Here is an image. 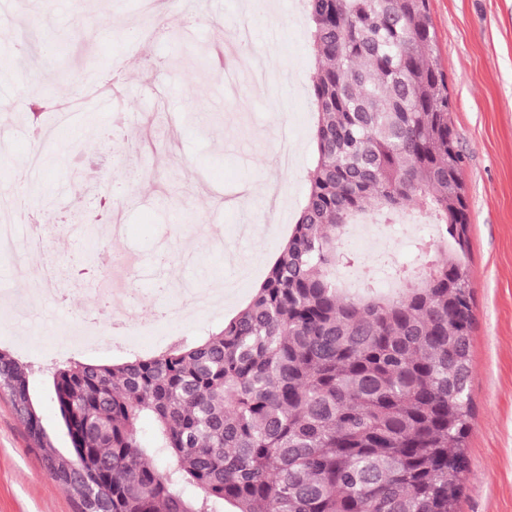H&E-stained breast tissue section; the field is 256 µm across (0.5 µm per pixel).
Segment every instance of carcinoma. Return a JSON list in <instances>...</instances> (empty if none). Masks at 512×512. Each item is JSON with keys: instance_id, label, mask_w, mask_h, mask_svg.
Instances as JSON below:
<instances>
[{"instance_id": "carcinoma-1", "label": "carcinoma", "mask_w": 512, "mask_h": 512, "mask_svg": "<svg viewBox=\"0 0 512 512\" xmlns=\"http://www.w3.org/2000/svg\"><path fill=\"white\" fill-rule=\"evenodd\" d=\"M315 159L291 232L249 301L200 342L52 364L72 448L34 407L31 365L0 352V393L81 512H457L473 290L462 156L428 0H304ZM411 204L425 267L347 292L342 230ZM151 431H142L144 421Z\"/></svg>"}]
</instances>
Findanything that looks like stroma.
<instances>
[{"instance_id": "stroma-1", "label": "stroma", "mask_w": 512, "mask_h": 512, "mask_svg": "<svg viewBox=\"0 0 512 512\" xmlns=\"http://www.w3.org/2000/svg\"><path fill=\"white\" fill-rule=\"evenodd\" d=\"M294 0H201L194 21L180 0H14L0 15V175L20 171L30 153L26 88L48 102L78 100V136L40 146L41 168L22 181L44 204L40 250L63 272L62 287L91 289L114 269L101 249L139 256L136 280L163 290L170 306L185 291L235 285L223 309L175 320L170 335L195 340L218 331L250 298L291 221L266 215L263 187L275 181L299 206L313 162L309 143L312 73ZM448 121L463 157L470 225L467 262L474 294L470 335L473 417L469 471L459 512H512V0H429ZM24 57L9 63L16 43ZM203 55L205 67L187 59ZM121 66L111 111L84 101L85 74ZM132 119L112 126V114ZM289 124L299 163L278 162L277 134ZM113 127L114 139L84 158L86 178H70L79 139ZM80 312L49 302L16 317L0 305V351L43 366L53 338ZM99 350L72 349L92 363L121 362L162 349L133 331L117 349L99 326ZM29 387L53 446L71 441L40 372ZM0 512H80L76 497L48 472L9 399L0 396Z\"/></svg>"}]
</instances>
